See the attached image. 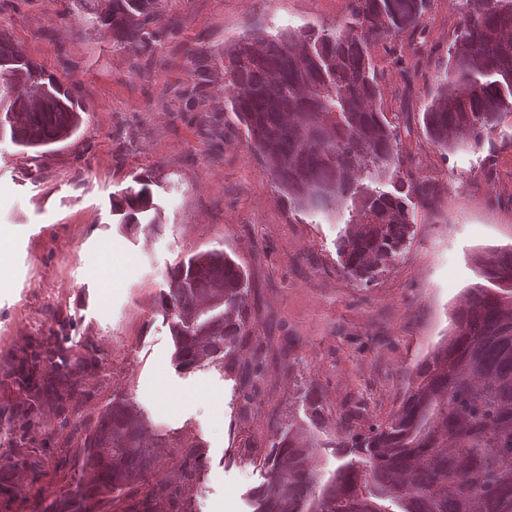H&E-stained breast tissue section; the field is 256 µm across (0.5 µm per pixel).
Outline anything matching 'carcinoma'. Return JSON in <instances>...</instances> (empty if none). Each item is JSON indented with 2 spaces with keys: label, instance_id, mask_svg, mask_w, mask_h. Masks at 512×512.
<instances>
[{
  "label": "carcinoma",
  "instance_id": "1",
  "mask_svg": "<svg viewBox=\"0 0 512 512\" xmlns=\"http://www.w3.org/2000/svg\"><path fill=\"white\" fill-rule=\"evenodd\" d=\"M430 0H351L340 27L309 26L267 35L255 30L226 50L224 100L245 126L251 149L298 212L349 210L338 243L342 269L367 285L395 261L414 223L407 199L370 186L400 173L401 139L378 101L382 73L371 47L382 44L402 62V33L412 52L426 51L420 19ZM99 22L120 48L152 54L165 34L162 0H91ZM463 22L426 107L424 125L445 151L479 144L512 118V0H458ZM0 133L23 148L65 141L82 116L74 90L46 79L10 38L0 34ZM148 174L113 197L123 224H158ZM482 282L455 309L451 334L418 366L400 410L358 432L345 427L331 443L357 461L323 479L315 440L293 421L274 428L262 466L267 478L256 512H512V296L484 282L512 287V251L476 257ZM243 267L222 250L179 263L160 296L172 318L175 360L183 368L224 362L250 335ZM60 331L37 337L0 375L17 393L0 413V460L34 466L26 448L53 405L65 442L84 449L74 494L120 498L155 468L133 405L114 399L96 419L72 416L75 396L91 397L97 348L75 356Z\"/></svg>",
  "mask_w": 512,
  "mask_h": 512
}]
</instances>
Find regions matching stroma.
<instances>
[{
	"instance_id": "stroma-1",
	"label": "stroma",
	"mask_w": 512,
	"mask_h": 512,
	"mask_svg": "<svg viewBox=\"0 0 512 512\" xmlns=\"http://www.w3.org/2000/svg\"><path fill=\"white\" fill-rule=\"evenodd\" d=\"M175 23L153 55L120 48L83 0H0V31L47 74L73 86L84 109L67 141L26 149L0 134V372L34 338L71 318L73 353L103 351L91 419L112 398L135 406L165 437L149 483L177 487L159 512H255L262 460L275 424L298 421L317 434L322 475L343 464L329 440L344 425L386 419L404 400L418 366L447 336L477 254L512 249V126L477 145L444 152L425 134L436 89L462 16L456 0H430L422 26L427 55L402 68L383 46L372 58L385 76L381 109L401 134L410 196V239L396 262L366 286L342 270L338 242L350 218L298 213L252 153L224 105L225 52L242 33L333 26L350 0H164ZM204 85L186 107L183 95ZM156 177L159 224L127 228L112 197L134 176ZM212 248L227 252L249 281L250 334L235 364L174 359L171 319L158 309L170 271ZM314 392L324 411L311 417ZM45 409L31 456L38 472L0 467V512H37L70 495L82 449L66 446ZM201 464L183 477L184 452Z\"/></svg>"
}]
</instances>
